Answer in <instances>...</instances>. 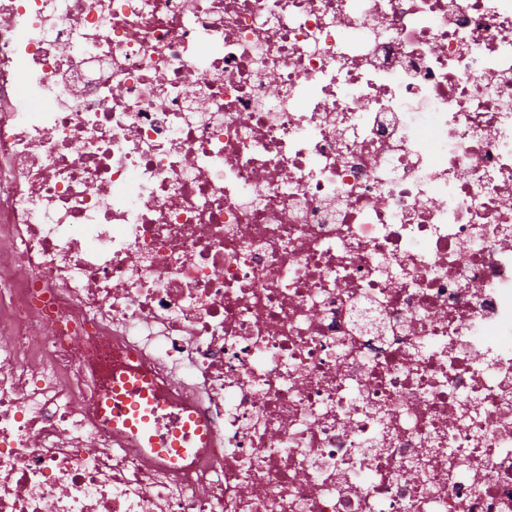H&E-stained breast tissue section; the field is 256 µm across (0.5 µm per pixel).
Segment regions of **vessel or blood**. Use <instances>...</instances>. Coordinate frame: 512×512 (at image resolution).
Wrapping results in <instances>:
<instances>
[{
	"label": "vessel or blood",
	"instance_id": "b4317fda",
	"mask_svg": "<svg viewBox=\"0 0 512 512\" xmlns=\"http://www.w3.org/2000/svg\"><path fill=\"white\" fill-rule=\"evenodd\" d=\"M123 390L110 405L112 429L134 450L149 451L150 462H176L201 454L210 444L206 426L193 414L173 406L141 376L123 377Z\"/></svg>",
	"mask_w": 512,
	"mask_h": 512
}]
</instances>
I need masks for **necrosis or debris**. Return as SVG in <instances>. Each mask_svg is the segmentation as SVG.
<instances>
[{
    "label": "necrosis or debris",
    "instance_id": "necrosis-or-debris-1",
    "mask_svg": "<svg viewBox=\"0 0 512 512\" xmlns=\"http://www.w3.org/2000/svg\"><path fill=\"white\" fill-rule=\"evenodd\" d=\"M0 512H512V0H0ZM125 393L120 394L116 375L113 378V432L130 443L132 449L149 458L151 463H175L190 454L200 455L211 442L206 426L192 413L173 406L167 398L147 385L141 376L120 377ZM150 423V425H149ZM203 444V447L200 444ZM146 448H150V455Z\"/></svg>",
    "mask_w": 512,
    "mask_h": 512
}]
</instances>
